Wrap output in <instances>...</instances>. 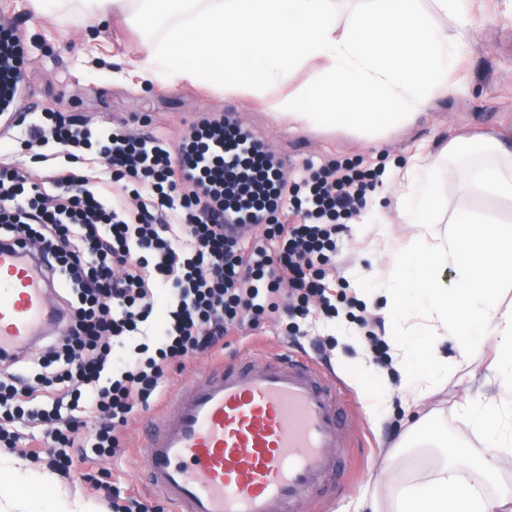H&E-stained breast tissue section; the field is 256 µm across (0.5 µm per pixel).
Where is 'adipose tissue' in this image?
<instances>
[{
  "mask_svg": "<svg viewBox=\"0 0 512 512\" xmlns=\"http://www.w3.org/2000/svg\"><path fill=\"white\" fill-rule=\"evenodd\" d=\"M38 16L81 14L92 26L121 12L146 37L115 75L133 90H173L192 83L235 92L261 90L309 69L307 82L272 109L302 126H342L368 134L410 124L451 89L450 73L468 36L467 0H363L345 26L336 0H28ZM495 161L466 168L472 195L512 199V147L493 144ZM444 155L411 157L400 170L396 209L417 228L405 255L383 272L384 314L404 332L424 327L419 347H397L396 367L407 376L406 403L416 402L444 367L440 346L452 341L460 356L485 336L496 353L497 393L470 402L467 416L482 435L476 457L450 448L441 432L429 438L445 448L434 476L404 490L397 512H512V488L481 493L497 459L512 454V306L501 292L512 284V225L458 212L448 233L438 221V173ZM420 364L425 372L413 379ZM51 489L50 497L21 495L19 482ZM0 512H97L89 500L56 489L50 473L0 453Z\"/></svg>",
  "mask_w": 512,
  "mask_h": 512,
  "instance_id": "obj_1",
  "label": "adipose tissue"
}]
</instances>
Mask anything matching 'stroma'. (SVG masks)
Instances as JSON below:
<instances>
[{"label": "stroma", "mask_w": 512, "mask_h": 512, "mask_svg": "<svg viewBox=\"0 0 512 512\" xmlns=\"http://www.w3.org/2000/svg\"><path fill=\"white\" fill-rule=\"evenodd\" d=\"M473 34L461 50L463 65L451 76L452 89L436 99L412 126L389 131L370 143L346 127L289 130L276 121L269 103L293 93L308 78L295 72L284 85H273L263 93H227L218 87L183 86L174 91L131 90L112 76V60L124 56L136 34L118 19L99 23L94 43H87L80 16L36 17L22 0H10L0 8V20L15 22L26 38L33 65L29 90L19 100L18 112L53 110L92 119L95 126L124 122L135 134L152 133L175 141L187 124L212 113H235L238 122L263 136L267 148L290 160L299 170L308 162L362 158L372 163L406 159L421 153H438L457 141L458 155L478 152L483 138L495 137L512 143V0H470ZM95 66L92 76L81 75L84 66ZM370 204L386 217L389 237L376 230L355 235L345 224L337 236L336 264L346 280L361 279L366 287H377L375 268H387L395 248L413 233L403 224L393 204L391 189L378 188ZM439 214L436 232L446 230L456 212L467 210L486 219L512 225V201L478 199L470 195L456 164H447L439 179ZM334 337L326 356L336 375L342 376L353 401L344 435L352 447L346 473L331 500L307 503L302 512H354L364 494L376 495L380 512H394L401 490L411 483L427 481L442 460L440 449L423 446L427 429H438L449 447L482 450L483 441L464 414L467 402L489 393L495 383L494 353L489 343H479L469 361H461L452 343L441 353L448 358V373L430 383L418 405L405 406L393 396L389 409L371 417L364 393L399 387L400 375L368 366L363 376L345 374V366L368 355L367 341L350 344L336 320L311 316L301 321L297 337H289L285 326L270 320L249 336L232 337L226 354L244 350L249 339L268 346L310 344ZM143 466L135 452L105 457L93 467L98 478L123 488L136 486Z\"/></svg>", "instance_id": "obj_1"}]
</instances>
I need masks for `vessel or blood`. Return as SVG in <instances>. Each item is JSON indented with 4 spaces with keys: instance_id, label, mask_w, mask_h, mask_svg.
<instances>
[{
    "instance_id": "vessel-or-blood-1",
    "label": "vessel or blood",
    "mask_w": 512,
    "mask_h": 512,
    "mask_svg": "<svg viewBox=\"0 0 512 512\" xmlns=\"http://www.w3.org/2000/svg\"><path fill=\"white\" fill-rule=\"evenodd\" d=\"M49 297L26 250L0 248V357L38 336ZM348 407L336 377L288 347L225 358L147 423L140 481L171 512H299L331 495Z\"/></svg>"
}]
</instances>
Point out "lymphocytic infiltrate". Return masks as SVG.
I'll return each instance as SVG.
<instances>
[{
  "instance_id": "lymphocytic-infiltrate-1",
  "label": "lymphocytic infiltrate",
  "mask_w": 512,
  "mask_h": 512,
  "mask_svg": "<svg viewBox=\"0 0 512 512\" xmlns=\"http://www.w3.org/2000/svg\"><path fill=\"white\" fill-rule=\"evenodd\" d=\"M22 42L0 25V102L24 79ZM24 143L55 144L64 161L35 182L0 150V246L34 247L68 321L37 372L0 368V443L14 446V423L40 429L28 455L65 479L91 481L90 458L126 452L171 367L279 311L360 305L336 268L338 221L366 208L384 167L328 160L288 174L220 114L170 144L35 112ZM228 213L249 238L226 230Z\"/></svg>"
}]
</instances>
